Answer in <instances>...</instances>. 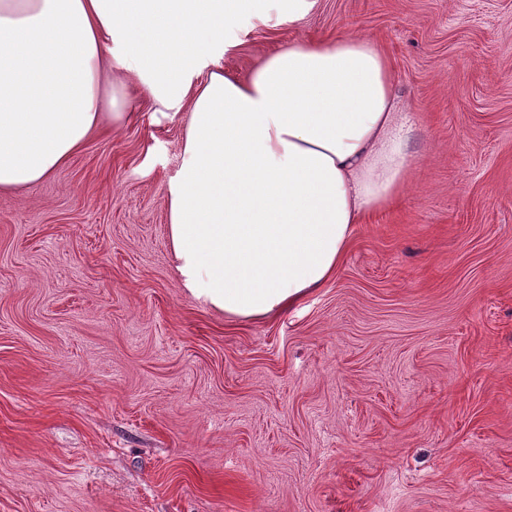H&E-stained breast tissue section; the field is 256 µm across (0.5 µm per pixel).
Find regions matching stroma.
<instances>
[{"mask_svg":"<svg viewBox=\"0 0 512 512\" xmlns=\"http://www.w3.org/2000/svg\"><path fill=\"white\" fill-rule=\"evenodd\" d=\"M340 33L387 51L413 160L288 311L184 288L186 115L139 94L0 196V512H512V0H319L222 64Z\"/></svg>","mask_w":512,"mask_h":512,"instance_id":"stroma-1","label":"stroma"}]
</instances>
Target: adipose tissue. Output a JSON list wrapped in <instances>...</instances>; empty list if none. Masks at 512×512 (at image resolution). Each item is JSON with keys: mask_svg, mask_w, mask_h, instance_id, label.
<instances>
[{"mask_svg": "<svg viewBox=\"0 0 512 512\" xmlns=\"http://www.w3.org/2000/svg\"><path fill=\"white\" fill-rule=\"evenodd\" d=\"M318 0H0V193L65 164L126 116L131 75L188 111L168 229L191 294L234 319L289 308L339 267L356 224L411 163L384 48L298 40L246 78L221 64L240 23L297 25Z\"/></svg>", "mask_w": 512, "mask_h": 512, "instance_id": "obj_1", "label": "adipose tissue"}]
</instances>
